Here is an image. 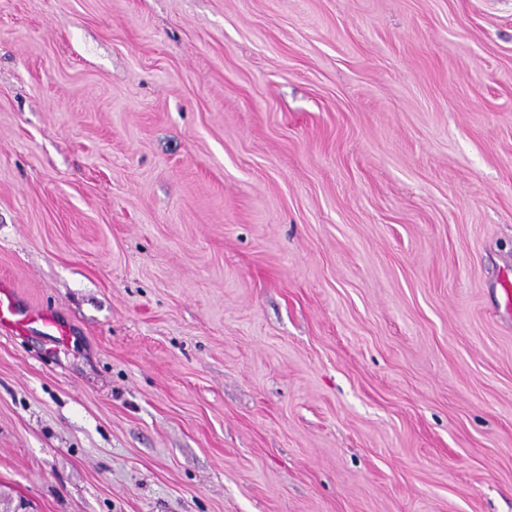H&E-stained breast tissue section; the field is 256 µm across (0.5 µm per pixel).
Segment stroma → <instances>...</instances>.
Listing matches in <instances>:
<instances>
[{"instance_id": "obj_1", "label": "stroma", "mask_w": 512, "mask_h": 512, "mask_svg": "<svg viewBox=\"0 0 512 512\" xmlns=\"http://www.w3.org/2000/svg\"><path fill=\"white\" fill-rule=\"evenodd\" d=\"M512 0H0V512H512ZM40 323L45 333L56 339L65 340L69 336L67 327L53 314L21 308L11 288L0 285V326L10 325L17 331H26L30 324Z\"/></svg>"}]
</instances>
